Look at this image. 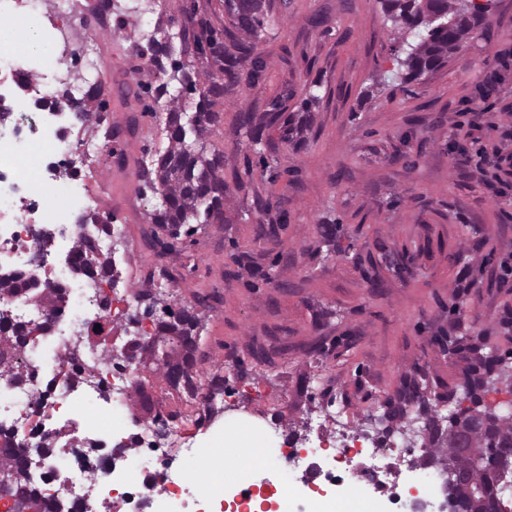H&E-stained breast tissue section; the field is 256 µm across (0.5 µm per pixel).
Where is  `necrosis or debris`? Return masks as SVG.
<instances>
[{
  "label": "necrosis or debris",
  "instance_id": "necrosis-or-debris-1",
  "mask_svg": "<svg viewBox=\"0 0 512 512\" xmlns=\"http://www.w3.org/2000/svg\"><path fill=\"white\" fill-rule=\"evenodd\" d=\"M7 0L14 17L0 27V83L15 90L0 100V269L35 283L38 294H0V310L13 324L35 329L22 362L24 380L0 391V428L22 431L23 456L35 479L43 512L66 503L69 512H431L444 491L423 469L415 449L345 423L326 431L321 419L308 422L309 436L292 443V462L305 467L289 475L287 487L262 467L246 474L224 472L223 431L197 448L171 454L155 421L138 419L129 398L140 382L138 345L118 336L113 313L102 311L105 294L95 275L68 274L55 261L72 253L94 225L77 223V213L99 202L79 191L84 153L69 135L54 131L52 115L69 110V98L38 94L34 75L68 78L63 45L69 23L85 29L112 28L110 0ZM60 312L43 319V297ZM128 359L126 369L115 362ZM137 433H129V426ZM206 470H199L200 461ZM415 473L401 481L402 471Z\"/></svg>",
  "mask_w": 512,
  "mask_h": 512
}]
</instances>
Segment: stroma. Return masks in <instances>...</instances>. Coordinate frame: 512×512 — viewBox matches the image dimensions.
<instances>
[{"label":"stroma","instance_id":"35a3bbf8","mask_svg":"<svg viewBox=\"0 0 512 512\" xmlns=\"http://www.w3.org/2000/svg\"><path fill=\"white\" fill-rule=\"evenodd\" d=\"M112 31L100 35L73 24L67 50L78 69L84 42L96 43L100 74L112 92L107 108L86 103L82 132L108 128L85 182L102 197L111 223L126 227L115 259L127 284L148 290L173 309L201 318L191 376L195 385L224 378L231 397L213 427L189 428L196 442L225 422L277 423L300 433L304 411L298 393L305 377L343 388L351 420L382 414L381 404L403 382L427 375L437 393L455 387L462 362L438 341L448 332L460 270L454 255L478 229L481 255L490 256L458 318L485 333L499 355L512 338L497 329L512 310V190L498 193L478 165L481 155L512 153L497 129L512 124V66L495 55L512 48V0H491L485 23L447 64L424 80L390 81L393 50L402 31L386 22L379 0H273L253 54L265 63L258 80L242 68L212 110L203 141L220 153L224 219L181 236L163 251L165 231L151 215L160 196L142 174L169 145L166 115L150 102L177 100L194 113L197 93L168 84L172 61L192 77L216 73L210 55L181 51L152 61L148 38L171 36L174 46L229 28L224 0H154L141 12L137 0H112ZM498 71L489 97L486 129L466 139L465 111L481 96L485 78ZM321 101L305 146L281 141L277 126L262 152L239 128L242 113L256 121L269 112H300L312 85ZM465 140L468 155L449 152ZM407 161L393 162L395 153ZM121 162L106 168L103 157ZM342 223V255L325 257L321 225ZM271 272L272 282L255 277ZM164 288H157V281Z\"/></svg>","mask_w":512,"mask_h":512}]
</instances>
